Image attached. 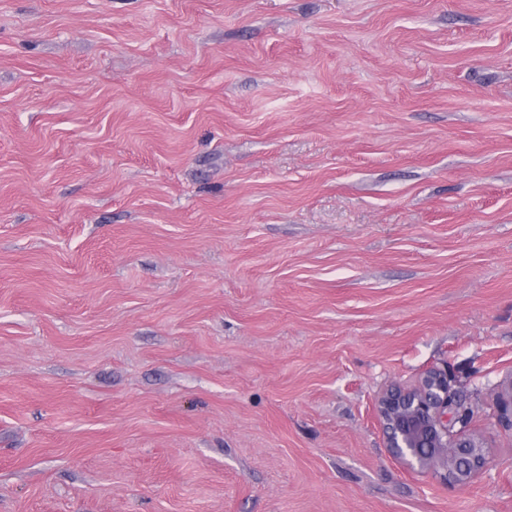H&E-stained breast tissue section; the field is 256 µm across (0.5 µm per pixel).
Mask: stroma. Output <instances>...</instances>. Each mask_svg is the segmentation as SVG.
Returning <instances> with one entry per match:
<instances>
[{
    "mask_svg": "<svg viewBox=\"0 0 512 512\" xmlns=\"http://www.w3.org/2000/svg\"><path fill=\"white\" fill-rule=\"evenodd\" d=\"M511 379L512 0H0V512H512ZM391 457L409 470H444L448 486H464L484 469L480 444L464 434L468 420L450 390L447 368H434L412 389L393 387L379 401ZM459 423L461 429L454 431Z\"/></svg>",
    "mask_w": 512,
    "mask_h": 512,
    "instance_id": "stroma-1",
    "label": "stroma"
}]
</instances>
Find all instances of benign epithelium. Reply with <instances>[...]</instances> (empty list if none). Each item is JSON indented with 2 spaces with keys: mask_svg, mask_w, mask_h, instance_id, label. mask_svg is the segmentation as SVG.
Listing matches in <instances>:
<instances>
[{
  "mask_svg": "<svg viewBox=\"0 0 512 512\" xmlns=\"http://www.w3.org/2000/svg\"><path fill=\"white\" fill-rule=\"evenodd\" d=\"M378 412L390 456L407 469L441 468L451 487L464 486L483 471L485 455L464 434L468 420L450 390L448 368L430 370L412 389L391 388Z\"/></svg>",
  "mask_w": 512,
  "mask_h": 512,
  "instance_id": "benign-epithelium-1",
  "label": "benign epithelium"
}]
</instances>
